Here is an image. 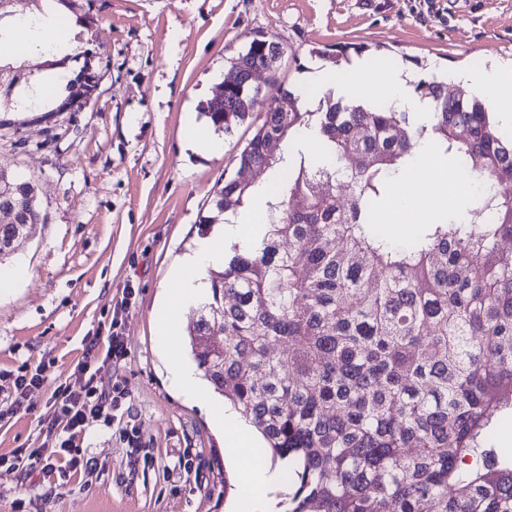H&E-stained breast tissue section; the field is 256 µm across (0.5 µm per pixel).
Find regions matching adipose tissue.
<instances>
[{"label": "adipose tissue", "mask_w": 512, "mask_h": 512, "mask_svg": "<svg viewBox=\"0 0 512 512\" xmlns=\"http://www.w3.org/2000/svg\"><path fill=\"white\" fill-rule=\"evenodd\" d=\"M15 63L21 64L29 58L44 54L71 52V34L60 21L55 10H46L26 18L14 19L9 25L8 39L4 44ZM321 83L337 81L350 95H368L375 98L389 97L402 107L413 104L408 97L406 80L400 73H387L381 80H372L368 69L357 67L351 71L331 76L323 72L318 76ZM460 192L459 186L448 184L439 164L438 153L432 145H423L417 162L406 171L394 187L397 199L390 215L391 222L412 223L430 213L436 199L453 204ZM260 215L253 212L240 218L238 223L223 226L222 230L200 238L195 249L186 255L174 271L175 287L166 306L167 316H183L191 305L202 301L207 290L204 278L207 271L224 261V249L243 237L259 233ZM179 331L167 329L164 339L165 354L169 362V381L173 388L198 401H208L209 394L201 384L194 367L183 362L178 354ZM234 465L248 481L253 493L250 506L253 512H271L279 490L275 471L269 466L238 456Z\"/></svg>", "instance_id": "adipose-tissue-1"}]
</instances>
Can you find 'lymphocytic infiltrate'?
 <instances>
[{
	"mask_svg": "<svg viewBox=\"0 0 512 512\" xmlns=\"http://www.w3.org/2000/svg\"><path fill=\"white\" fill-rule=\"evenodd\" d=\"M127 355L125 338L118 330H111L107 348L90 341L86 353L77 365L86 381L80 388L57 386L52 394V413L43 418L46 437L40 447L19 448L12 456H0V465L13 468L34 467L44 461L61 459L58 468L60 480L88 472L89 466L81 448V436L89 421L112 423L125 397L120 387L111 391L99 390L95 380L105 366L123 360Z\"/></svg>",
	"mask_w": 512,
	"mask_h": 512,
	"instance_id": "f902f5d3",
	"label": "lymphocytic infiltrate"
}]
</instances>
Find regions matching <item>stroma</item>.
Instances as JSON below:
<instances>
[{
	"label": "stroma",
	"instance_id": "stroma-1",
	"mask_svg": "<svg viewBox=\"0 0 512 512\" xmlns=\"http://www.w3.org/2000/svg\"><path fill=\"white\" fill-rule=\"evenodd\" d=\"M61 12L85 21L83 61L99 81L82 108L0 115V165L36 181L44 216L0 265V279L28 269L0 291V456L42 444L54 388L79 385L84 347L108 336L130 285L128 354L97 381L121 383L127 397L118 421L86 430L88 481L59 490L41 467L0 466V512H230L240 474L204 409L170 387L156 317L171 268L210 233L204 219L253 128L234 127L216 156L187 143L183 127L203 122L199 108L227 62L256 38L283 51L255 79L258 117L280 87L311 89L316 109L322 52L349 44L366 46L351 63L438 72L469 93L461 75L512 68V0H66ZM22 366L44 367L47 379L12 415L6 374ZM125 425L137 428L148 465L129 467Z\"/></svg>",
	"mask_w": 512,
	"mask_h": 512
}]
</instances>
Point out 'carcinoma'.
I'll return each instance as SVG.
<instances>
[{"instance_id":"1","label":"carcinoma","mask_w":512,"mask_h":512,"mask_svg":"<svg viewBox=\"0 0 512 512\" xmlns=\"http://www.w3.org/2000/svg\"><path fill=\"white\" fill-rule=\"evenodd\" d=\"M281 55L254 39L230 59L224 95L203 106L216 130L252 117L248 78ZM28 77L0 65V106L31 109L15 94ZM414 91L431 109L427 131L383 100L328 92L307 112L303 93L282 89L292 109L270 107L238 156L273 175L266 220L209 271L189 345L271 461L288 460L283 512H512V451L488 445L512 413V136L476 95L450 98L434 78ZM307 132L317 149L289 154ZM425 136L479 192L462 218L448 211L397 242L377 231L379 213ZM0 183V207L17 215L0 223L2 262L43 216L35 180L0 166ZM256 191L225 182L205 223Z\"/></svg>"}]
</instances>
